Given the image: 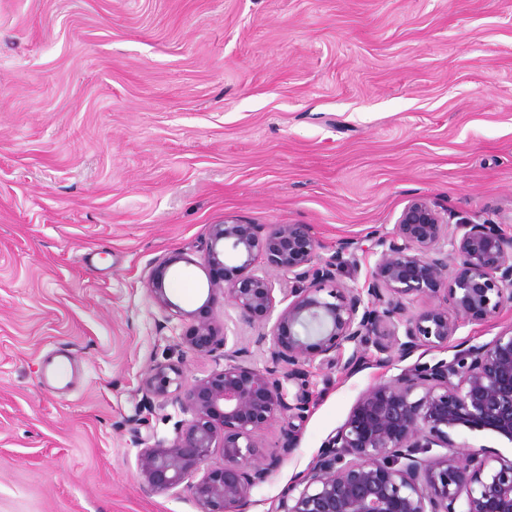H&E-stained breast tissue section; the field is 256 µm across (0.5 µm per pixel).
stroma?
Masks as SVG:
<instances>
[{
  "label": "stroma",
  "instance_id": "obj_1",
  "mask_svg": "<svg viewBox=\"0 0 512 512\" xmlns=\"http://www.w3.org/2000/svg\"><path fill=\"white\" fill-rule=\"evenodd\" d=\"M417 197L512 234V0H0V512H198L138 478L140 448L190 418L159 400L140 424L141 380L224 359L182 346L152 268L182 255L167 293L198 308L201 244L234 217L309 225L324 258L355 242L359 287ZM511 328L508 304L455 339ZM401 370L317 371L299 448L248 512ZM479 449L512 462L493 432L452 434L450 455Z\"/></svg>",
  "mask_w": 512,
  "mask_h": 512
}]
</instances>
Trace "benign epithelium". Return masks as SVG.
<instances>
[{"instance_id":"obj_1","label":"benign epithelium","mask_w":512,"mask_h":512,"mask_svg":"<svg viewBox=\"0 0 512 512\" xmlns=\"http://www.w3.org/2000/svg\"><path fill=\"white\" fill-rule=\"evenodd\" d=\"M351 246L343 241L324 259L305 224L263 229L228 217L210 225L201 256L207 298L193 311L166 291L176 259L151 270L149 293L181 322L182 345L197 355L220 353L224 368L188 385L176 364L147 369L141 408L171 397L191 418L171 444L139 450L143 485L170 491L187 482L199 512H247L253 490L298 448L294 420L310 405L309 367L350 373L371 355L390 366L425 346L448 347L465 321L512 303V235L441 212L425 197L373 238L376 261L360 288L340 278L342 268H357L356 258H344ZM450 255L458 259L452 269ZM277 281L288 285L278 312ZM437 294L446 307L408 313L407 303ZM220 298L249 327L277 313L270 331L253 339L266 367H256L250 345L239 335L229 340L218 324ZM279 420L280 443L266 454L260 432ZM463 430L512 442V328L363 392L275 512H512V463L495 467L473 450L463 458L430 455Z\"/></svg>"}]
</instances>
